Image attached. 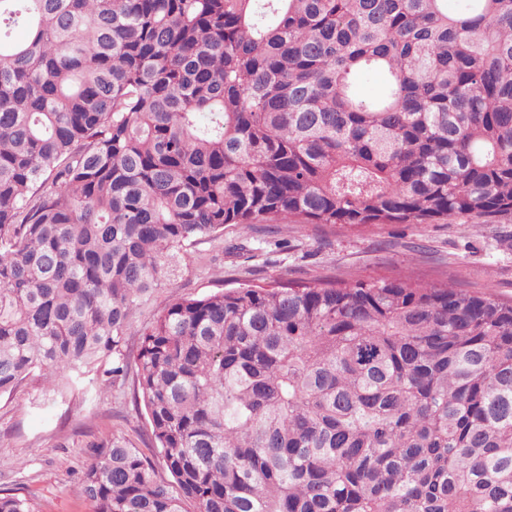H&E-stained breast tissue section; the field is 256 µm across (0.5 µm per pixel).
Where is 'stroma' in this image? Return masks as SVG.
Returning a JSON list of instances; mask_svg holds the SVG:
<instances>
[{
    "label": "stroma",
    "mask_w": 512,
    "mask_h": 512,
    "mask_svg": "<svg viewBox=\"0 0 512 512\" xmlns=\"http://www.w3.org/2000/svg\"><path fill=\"white\" fill-rule=\"evenodd\" d=\"M340 283L386 277L449 282L456 288L512 299V214L452 223L257 224L249 235L224 233L191 247L175 287L153 299L162 309L180 296L201 295L249 281ZM121 435L156 458L148 419L134 400V380L99 377L63 396L37 382L0 399V491L31 498L40 512H92L80 476L93 456L90 441Z\"/></svg>",
    "instance_id": "1"
}]
</instances>
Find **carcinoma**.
<instances>
[{
  "instance_id": "cac0c4a2",
  "label": "carcinoma",
  "mask_w": 512,
  "mask_h": 512,
  "mask_svg": "<svg viewBox=\"0 0 512 512\" xmlns=\"http://www.w3.org/2000/svg\"><path fill=\"white\" fill-rule=\"evenodd\" d=\"M509 213L512 0H0V397L133 361L168 474L90 443L94 512H512V301L241 283L127 353L226 224Z\"/></svg>"
}]
</instances>
